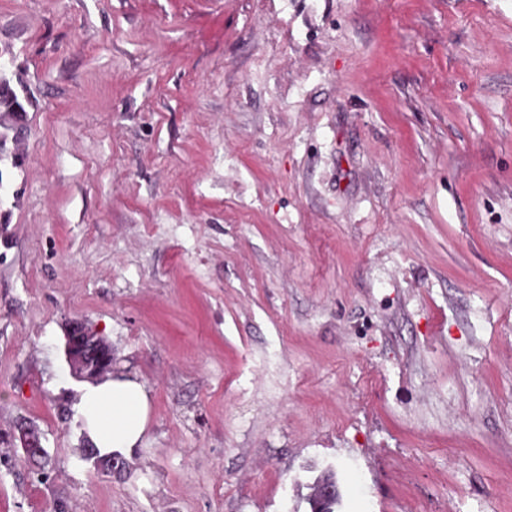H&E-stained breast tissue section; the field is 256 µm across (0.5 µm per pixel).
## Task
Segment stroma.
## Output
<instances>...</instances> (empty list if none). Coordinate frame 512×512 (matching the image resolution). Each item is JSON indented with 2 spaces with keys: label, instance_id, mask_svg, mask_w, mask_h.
<instances>
[{
  "label": "stroma",
  "instance_id": "35a3bbf8",
  "mask_svg": "<svg viewBox=\"0 0 512 512\" xmlns=\"http://www.w3.org/2000/svg\"><path fill=\"white\" fill-rule=\"evenodd\" d=\"M0 54V512H512V0H0ZM24 108L6 71L0 68V114H16ZM73 325L65 336L64 350L73 376L80 381H96L106 369L108 356L104 355V340L84 326L74 333ZM75 407L85 436L102 457L129 458L148 429L149 395L137 380L122 374L85 387ZM95 449L84 448L85 456L98 458ZM19 441L26 455L32 457L41 454L34 461L41 465L46 459V452L42 445L41 434L35 428H21L19 432ZM43 450V452H42Z\"/></svg>",
  "mask_w": 512,
  "mask_h": 512
}]
</instances>
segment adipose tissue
<instances>
[{"label": "adipose tissue", "mask_w": 512, "mask_h": 512, "mask_svg": "<svg viewBox=\"0 0 512 512\" xmlns=\"http://www.w3.org/2000/svg\"><path fill=\"white\" fill-rule=\"evenodd\" d=\"M83 431L99 456H131L148 429L149 395L121 374L85 387L76 403Z\"/></svg>", "instance_id": "1"}]
</instances>
